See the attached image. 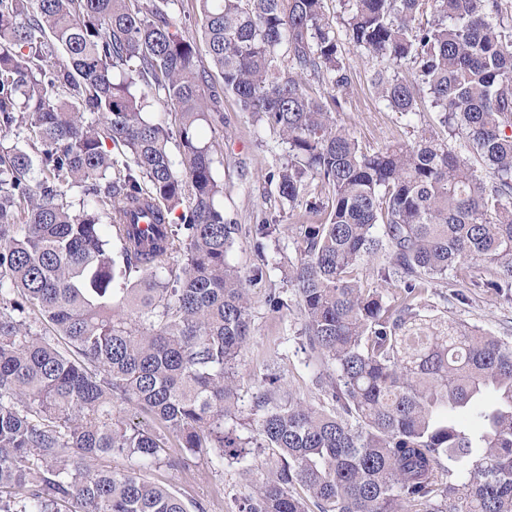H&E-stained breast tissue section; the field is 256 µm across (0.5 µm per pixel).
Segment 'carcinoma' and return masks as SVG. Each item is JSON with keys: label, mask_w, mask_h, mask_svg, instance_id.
Wrapping results in <instances>:
<instances>
[{"label": "carcinoma", "mask_w": 512, "mask_h": 512, "mask_svg": "<svg viewBox=\"0 0 512 512\" xmlns=\"http://www.w3.org/2000/svg\"><path fill=\"white\" fill-rule=\"evenodd\" d=\"M169 2L0 0V512H187L143 474L174 441L221 468L274 456L239 512H512V342L419 306L472 265L512 301L507 0H340L349 43L382 62L378 99L402 116L427 102L462 139L373 150L336 124L350 75L323 0H195L208 68ZM152 92L176 129L146 117ZM224 95L287 145L283 198L315 182L289 282L334 367L327 408L263 378L253 436L236 408L239 227L200 138L224 126ZM143 209L151 230L128 222ZM363 265L399 275L395 299ZM472 409L476 429L455 417ZM114 456L130 468L92 467Z\"/></svg>", "instance_id": "obj_1"}]
</instances>
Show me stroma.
<instances>
[{"instance_id":"obj_1","label":"stroma","mask_w":512,"mask_h":512,"mask_svg":"<svg viewBox=\"0 0 512 512\" xmlns=\"http://www.w3.org/2000/svg\"><path fill=\"white\" fill-rule=\"evenodd\" d=\"M342 51L352 84L336 122L363 148L411 143L422 133H441L439 114L432 108L409 117L392 112L375 97L370 84L377 61L348 43L343 44ZM200 135L204 141L220 145L214 155L213 174L224 185V217L239 227L229 259L248 278L251 326L250 340L237 366L239 412L245 421H252L256 385L269 373L280 375L282 399L321 404L319 380L332 368L309 349L302 335L299 305L275 312L267 303L268 295L274 292L292 295L288 261L298 253L294 227L314 221L304 202H288L270 179L287 163V149L278 133L254 123L229 99L224 102L223 127L215 131L202 127ZM265 217L276 220L278 228L260 241L252 235L251 227ZM491 274V269L475 266L466 277L433 280L420 302L422 314L474 325L511 342L512 303L481 286ZM169 454L175 458V466L151 469L149 478L170 488L187 507L205 504L207 512H236L237 502L254 494L274 470L271 456L265 454L257 456L247 471L236 465L217 469L202 457L184 460L176 448Z\"/></svg>"}]
</instances>
